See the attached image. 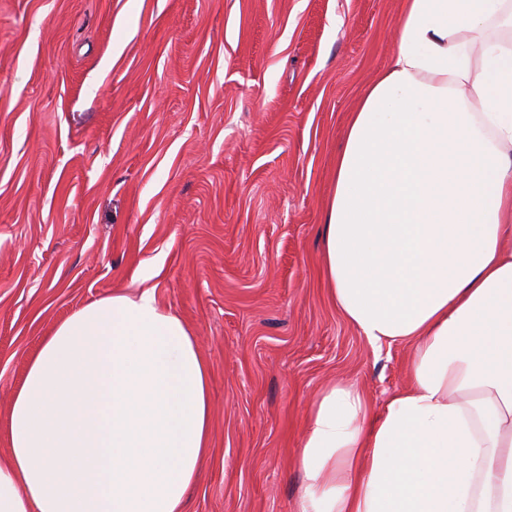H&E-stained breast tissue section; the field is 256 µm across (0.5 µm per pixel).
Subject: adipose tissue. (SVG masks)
Listing matches in <instances>:
<instances>
[{
    "label": "adipose tissue",
    "instance_id": "1",
    "mask_svg": "<svg viewBox=\"0 0 512 512\" xmlns=\"http://www.w3.org/2000/svg\"><path fill=\"white\" fill-rule=\"evenodd\" d=\"M495 20L512 25V0H406L349 117L322 228L330 293L373 347L414 355L377 418L351 384L314 400L298 512H512V41L486 36ZM209 391L155 287L88 303L14 396L0 512H182Z\"/></svg>",
    "mask_w": 512,
    "mask_h": 512
}]
</instances>
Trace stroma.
Wrapping results in <instances>:
<instances>
[{"label": "stroma", "instance_id": "stroma-1", "mask_svg": "<svg viewBox=\"0 0 512 512\" xmlns=\"http://www.w3.org/2000/svg\"><path fill=\"white\" fill-rule=\"evenodd\" d=\"M404 0H0V460L45 336L142 282L209 365L185 512H297L317 393L372 414L412 348L331 300L321 224Z\"/></svg>", "mask_w": 512, "mask_h": 512}]
</instances>
